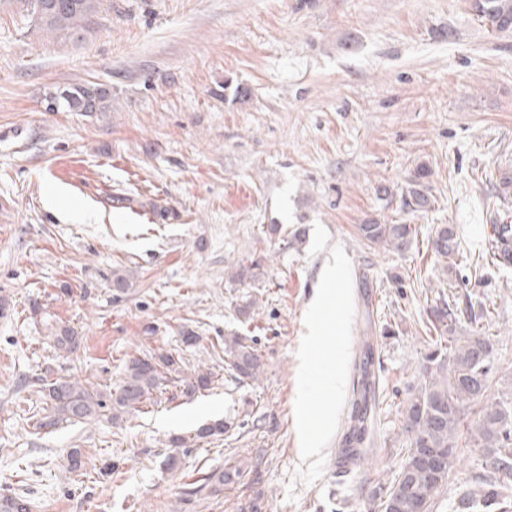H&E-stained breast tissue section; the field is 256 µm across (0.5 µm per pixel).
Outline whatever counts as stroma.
<instances>
[{
  "mask_svg": "<svg viewBox=\"0 0 512 512\" xmlns=\"http://www.w3.org/2000/svg\"><path fill=\"white\" fill-rule=\"evenodd\" d=\"M84 82L110 89L111 111H47L50 92ZM420 165L433 205L413 212L399 192ZM506 169L512 33L491 31L469 0H101L79 41L40 29L23 0H0V493L25 490L32 512H370L404 459L435 303L467 297L489 311L486 400L512 390V267L493 265L485 242L487 225L512 221V198L495 189ZM119 191L127 202H114ZM161 207L176 219L157 217ZM370 220L417 235L402 252L370 248L356 231ZM272 224L278 234H266ZM443 224L459 235L450 277L432 248ZM299 226L303 242L289 243ZM335 256L343 301L307 392L306 310ZM254 262L256 285L232 281ZM116 270L132 283L122 295ZM63 327L78 333L76 352L55 348ZM186 327L200 337L188 348ZM234 334L261 354L258 379L225 370ZM366 336L374 442L342 473L336 450ZM173 349L186 373L212 372L207 389L172 383L119 421L105 411L39 428L44 381L107 392L129 357ZM480 412L464 416L438 512H458L489 471L469 442ZM216 419L230 430L197 438ZM228 466L241 471L235 483L185 498L186 483Z\"/></svg>",
  "mask_w": 512,
  "mask_h": 512,
  "instance_id": "35a3bbf8",
  "label": "stroma"
}]
</instances>
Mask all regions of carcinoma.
<instances>
[{
	"mask_svg": "<svg viewBox=\"0 0 512 512\" xmlns=\"http://www.w3.org/2000/svg\"><path fill=\"white\" fill-rule=\"evenodd\" d=\"M41 11L31 9L41 29L49 34L62 33L79 39L87 31L88 22L100 7V0H43ZM481 21L493 23L491 30H512V0H480ZM50 112H110L111 91L96 83L75 84L52 93L47 98ZM429 171L418 167L408 180L403 205L412 210L431 207L425 192ZM360 238L372 245L392 250L405 247L415 228L410 224H360ZM433 247L443 266V272L453 273L457 266L459 247L454 226L437 228ZM488 252L493 264L512 265V224H492L488 237ZM487 312H476L468 301L452 298L442 300L429 310L433 333L448 338V346L432 345L422 357L419 388L406 409L403 436L406 459L397 476L385 489H380L381 512H434L437 499L448 485V473L456 461V437L468 407L487 396L491 370L494 337L481 332L480 324ZM474 328L461 334V323ZM79 338L69 328H62L54 336V346L67 352L74 351ZM183 358L178 351L158 356L144 354L132 357L126 364L123 381L112 392L104 395L71 379L57 378L44 386L50 401V414L39 423L42 428L54 427L60 422H80L92 419L103 409L112 411V419L140 410L151 400L154 392L169 382L178 381L188 393L207 389L212 373L183 374ZM224 365L239 380H255L262 370L261 358L254 343L242 336L224 337ZM351 414L347 437L357 444L364 443L372 411V396L376 385L374 371V341L363 338L361 353L354 364ZM230 427L225 420L202 425L198 437L208 438L223 434ZM470 441L489 459L493 475L476 481V488L466 491L459 500L462 512H509L512 501L502 488L503 481L512 479V394L504 393L497 401L485 407ZM239 472L215 470L198 483L186 488L185 495L193 497L205 489L218 493ZM32 502L21 493L0 494V512H31Z\"/></svg>",
	"mask_w": 512,
	"mask_h": 512,
	"instance_id": "cac0c4a2",
	"label": "carcinoma"
}]
</instances>
